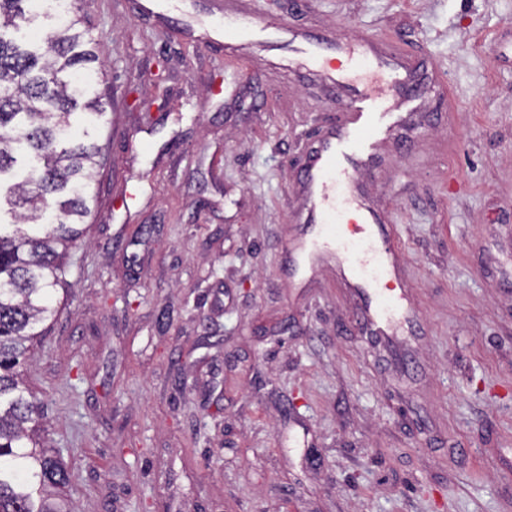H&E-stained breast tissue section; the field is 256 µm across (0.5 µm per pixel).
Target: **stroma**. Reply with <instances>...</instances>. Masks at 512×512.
Wrapping results in <instances>:
<instances>
[{"label": "stroma", "instance_id": "stroma-1", "mask_svg": "<svg viewBox=\"0 0 512 512\" xmlns=\"http://www.w3.org/2000/svg\"><path fill=\"white\" fill-rule=\"evenodd\" d=\"M89 0L108 160L25 365L66 512H512V0ZM370 31L444 84L367 204L421 332L372 343L327 261L280 273L296 163L347 100L238 13Z\"/></svg>", "mask_w": 512, "mask_h": 512}]
</instances>
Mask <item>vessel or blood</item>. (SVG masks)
Listing matches in <instances>:
<instances>
[{
  "instance_id": "obj_1",
  "label": "vessel or blood",
  "mask_w": 512,
  "mask_h": 512,
  "mask_svg": "<svg viewBox=\"0 0 512 512\" xmlns=\"http://www.w3.org/2000/svg\"><path fill=\"white\" fill-rule=\"evenodd\" d=\"M252 34L267 46L287 45L300 67L332 82L349 100L338 119L320 131L298 169L304 193L299 221L320 225L321 230L291 241L289 250L316 254L336 248L356 274L369 335L382 339L404 317L402 298L387 286V262L398 244L382 226L346 241L334 221L339 214L360 210L358 178L373 175L377 144L406 120V108L420 95L424 69L406 52L372 34L343 41L282 27L238 26L225 32V49L235 50L237 40Z\"/></svg>"
}]
</instances>
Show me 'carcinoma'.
<instances>
[{
  "instance_id": "obj_1",
  "label": "carcinoma",
  "mask_w": 512,
  "mask_h": 512,
  "mask_svg": "<svg viewBox=\"0 0 512 512\" xmlns=\"http://www.w3.org/2000/svg\"><path fill=\"white\" fill-rule=\"evenodd\" d=\"M33 0H0V512H63L52 490L70 470L37 422L21 368L57 310L67 248L83 236L103 146L91 135L108 101L85 71L98 60L83 3L38 45L4 37L36 21Z\"/></svg>"
}]
</instances>
